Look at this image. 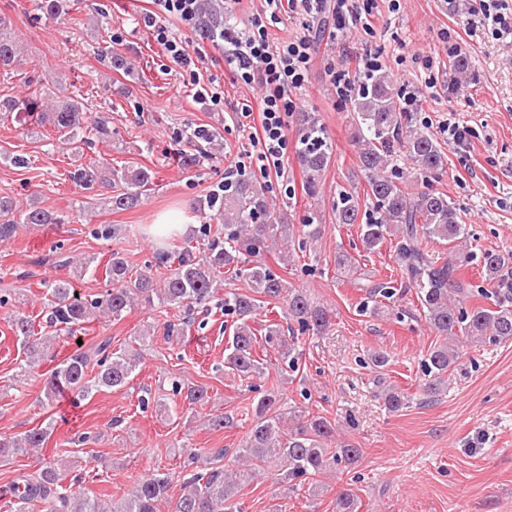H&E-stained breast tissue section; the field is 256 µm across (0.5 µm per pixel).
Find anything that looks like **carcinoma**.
I'll list each match as a JSON object with an SVG mask.
<instances>
[{
    "mask_svg": "<svg viewBox=\"0 0 512 512\" xmlns=\"http://www.w3.org/2000/svg\"><path fill=\"white\" fill-rule=\"evenodd\" d=\"M20 48L15 37L0 27V68L14 65ZM450 76L458 83L474 73L471 57L457 54L449 65ZM354 125L353 142L359 166L366 178V199L357 191L341 189L336 196L334 213L338 224H356L360 246L367 253L380 249L384 241L395 238V260L400 286L394 281L379 283L359 303V311L378 315L400 298V288H413L420 303L421 315L437 342L422 360V400L432 402L447 388L448 371L460 358L458 344L474 347L512 339V253L484 252L480 258L481 283L464 282L459 269L472 261L467 250L469 233L462 224L460 210L448 197L427 189L429 179L442 174L446 155L441 145L425 127L411 124L403 112L386 73L369 76L350 101ZM26 113H44L43 119L53 127L60 143L79 149L87 143L85 132L96 137L109 135V120L98 116L86 122L81 103L75 100L54 105L43 112V101L30 97L24 103ZM301 133L298 159L305 175L303 190L313 198L322 171L328 166L333 145L325 131L308 114L300 116ZM192 149L182 155L184 169L199 166L202 155L196 149L194 132L186 134ZM409 158L414 165V191L389 171L390 162ZM88 181L98 182L111 190L108 204L114 211H126L142 203L153 186L151 170L140 165L115 167L104 161L93 163L84 173ZM208 210L224 218V240L212 241L195 250L193 245L162 248L155 253V265L135 267L125 253L114 250L106 263L108 288L91 299L75 296L73 284L61 278L44 280L48 320L55 335L35 334L30 317L17 312L10 316L15 336L21 340L25 359L18 366L26 373L45 360L47 352L61 335L75 337L87 332V326L102 317L119 321L136 306L181 308L192 314L197 306L216 293L224 281L220 274L229 271L242 279L247 289H231L224 294V314L237 317L224 363L238 376L263 378L266 367L255 356L256 330L250 325L255 312L264 304L284 300L288 319L302 332L314 335L332 325V309L314 303L307 291L295 288L267 263L274 254L277 264L286 268L297 252L313 248L321 234L318 217L308 212L298 226L284 224L270 209L266 187L248 179L226 183L206 199ZM54 213L31 206L22 211L11 196H0V240L11 238L19 224L41 226L58 224ZM424 240L453 244L451 256L434 260L421 250ZM354 255L342 250L336 255V271L345 277L357 273ZM165 268L164 275L153 273ZM264 343L276 354L279 375L301 369L302 353L295 337L285 335L281 324L272 322L263 328ZM142 358L137 348L114 351L111 340L104 339L84 350H76L60 360L50 371L43 387L42 404L53 406L58 391L67 388L81 399H88L104 389H121L135 377ZM387 353L375 351L365 362L374 370L378 397L391 412L407 407L409 397L386 383L384 368ZM188 405L209 402L208 386L197 385L186 391ZM279 393L267 389L254 407V423L237 449V465L226 469L220 465L226 456L222 448L212 455V467L183 480L182 493L176 500L168 496L171 477L152 474L139 480L132 491L105 508L95 496L77 492L61 483L59 460L44 462L37 477L14 483L11 496L17 498L18 512L33 504L39 512H242L237 494L250 484L265 467L280 468L288 491L304 485L316 489V477L343 467L351 468L362 450L344 444L337 448L336 427L319 415L285 411L276 407ZM54 429L53 418L13 438L0 439V458L27 455L44 447ZM361 501L351 488L336 493L334 512H359Z\"/></svg>",
    "mask_w": 512,
    "mask_h": 512,
    "instance_id": "cac0c4a2",
    "label": "carcinoma"
}]
</instances>
